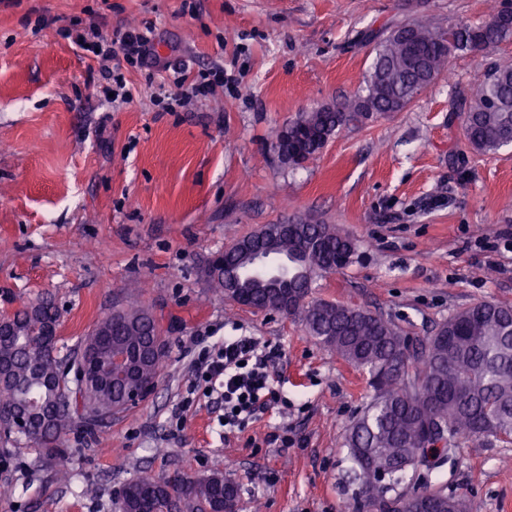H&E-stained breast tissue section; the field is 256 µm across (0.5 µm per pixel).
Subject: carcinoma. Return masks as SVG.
<instances>
[{
	"label": "carcinoma",
	"mask_w": 512,
	"mask_h": 512,
	"mask_svg": "<svg viewBox=\"0 0 512 512\" xmlns=\"http://www.w3.org/2000/svg\"><path fill=\"white\" fill-rule=\"evenodd\" d=\"M512 41V17L494 6L478 22L453 24V33L429 22H405L376 49L366 93L336 105L301 112L276 137L282 162L302 167L316 159L340 130L375 115L400 112L448 69L452 57ZM463 117L469 145L489 154L512 144V66L493 68L475 91L452 104ZM358 243L333 224L300 217L265 224L224 247L208 268L212 287L232 298L229 281L247 296L249 307L299 320L308 335L343 360L367 371L374 395L346 436L357 488V512H418L416 499L431 512H468L465 499L448 494L432 479L431 458L447 455L462 438H492L512 445V306L473 302L452 315L432 336L407 344L398 326L369 310L312 297L321 272L351 263ZM58 319L55 303L42 297L11 316L12 336L0 340V364L15 382L0 387V421L19 407L61 405L56 425L28 421L4 435L43 450L46 465L69 452L72 434H88L119 406L124 387L104 382L109 348L135 350L160 340L158 353L135 362L138 377L155 382L167 339L146 305L104 314L91 332L107 343L97 352L98 377L74 393L66 381L55 389L44 379L60 376L62 356L44 330ZM239 485L216 471L202 479L141 477L128 483L120 512H162L175 500L190 510L224 512V499L237 498Z\"/></svg>",
	"instance_id": "cac0c4a2"
}]
</instances>
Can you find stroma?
<instances>
[{"label":"stroma","mask_w":512,"mask_h":512,"mask_svg":"<svg viewBox=\"0 0 512 512\" xmlns=\"http://www.w3.org/2000/svg\"><path fill=\"white\" fill-rule=\"evenodd\" d=\"M20 0L0 6V313L40 297L59 310L57 346L75 348L104 313L144 300L161 310L168 354L153 391L69 441L70 477L41 449L0 438V512H118L148 471L164 479L221 470L238 512H355L346 431L368 405L367 373L291 319L213 294V254L264 224L310 216L356 239L345 268L313 295L429 336L481 300L512 306V147L478 154L450 107L481 73L512 65V41L454 58L403 111L337 133L304 168L281 163L276 134L299 113L363 93L376 37L426 19L485 15L486 0ZM100 19L104 34L150 24L161 62L226 82L173 112L126 70L133 102L103 93L99 61L34 34L37 16ZM241 332L279 343L284 409L225 434L207 400L170 414L191 379L196 337ZM290 444H270V433ZM437 479L469 512H512V445L460 440Z\"/></svg>","instance_id":"35a3bbf8"}]
</instances>
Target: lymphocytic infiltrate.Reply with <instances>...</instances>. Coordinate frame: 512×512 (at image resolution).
<instances>
[{"mask_svg": "<svg viewBox=\"0 0 512 512\" xmlns=\"http://www.w3.org/2000/svg\"><path fill=\"white\" fill-rule=\"evenodd\" d=\"M39 25L99 59L102 76L107 82L105 91L112 94L114 100L123 103L133 100L124 69L148 65L153 56L151 26L119 29L106 37L95 22L76 21L57 28L52 20L44 18ZM168 81L173 84V91L159 90L153 98L162 112L175 111L186 99L207 95L223 86L224 68L217 65L193 73L188 63L182 62L173 66ZM282 356L279 346L254 336H228L224 341L201 347L191 363L189 394L174 409L172 423L182 424L184 412L195 402L194 392L203 387L216 394L224 405L221 426L229 432L243 431L260 413L280 403L272 370Z\"/></svg>", "mask_w": 512, "mask_h": 512, "instance_id": "f902f5d3", "label": "lymphocytic infiltrate"}]
</instances>
